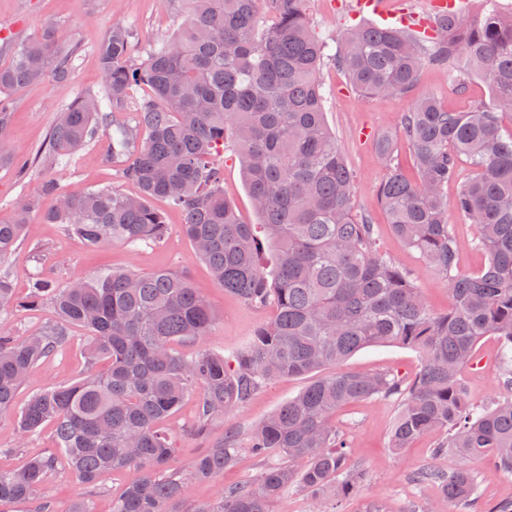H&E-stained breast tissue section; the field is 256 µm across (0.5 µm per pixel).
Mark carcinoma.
Wrapping results in <instances>:
<instances>
[{
  "mask_svg": "<svg viewBox=\"0 0 512 512\" xmlns=\"http://www.w3.org/2000/svg\"><path fill=\"white\" fill-rule=\"evenodd\" d=\"M187 16L170 37L135 55V31L112 25L99 48L102 90L84 91L62 111L46 142L31 155L0 151V166L26 175L33 165L51 171L103 135L104 161L138 185L127 195L112 186L63 193L53 175L40 195H23L9 219H0V257L21 240L30 214L63 224L90 246L123 244L136 251L168 232L150 200L179 209L183 233L218 284L254 306L272 304L275 318L229 355L200 350L184 356L174 344L198 342L215 320L209 302L187 277L166 270L113 271L78 278L64 288L33 280L28 299L15 296L0 273V411L15 412L23 444L50 426L55 447L19 470L0 469V504L34 505L54 512L44 490L60 464L95 485L109 470L136 466L142 477L112 501V512H169L187 485L233 467V437L205 448L183 470L169 463L174 437L163 423L197 397L187 432L207 437L225 415L263 387L286 376L310 377L294 397L253 431L248 450L268 462L252 483L225 491L192 512H271L296 485L311 496L313 512L351 492L365 473L348 467L352 441L331 423L346 404L395 397L400 412L390 447L399 451L425 434L441 432L452 453L447 476L423 470L416 481L439 488L448 508L477 509L474 463L488 460L512 475V14L481 0L476 13L454 11L426 39L398 26L372 23L343 28L337 49L312 29L305 0H188ZM270 24L257 23L258 4ZM0 141L11 125L15 88L69 79L75 46L55 28L0 43ZM448 70L459 90L473 78L490 92L467 112H450L434 98L412 103L401 136L414 148L418 172L409 180L394 163V144L378 138L386 174L378 197L395 234L418 251L445 281L453 307L432 313L414 278L378 251L374 225L354 208V172L325 122L320 70L345 74L363 95L408 92L419 66ZM147 88L139 98L133 89ZM232 145L243 167L259 223H244L224 197V177L212 156ZM467 159L476 175L460 180ZM458 183L454 197L446 187ZM53 204L40 210V199ZM475 225L487 264L464 277L449 213ZM275 267L260 263L265 250ZM50 302L59 321L37 336L14 338L8 314ZM87 333L88 367L76 380L15 405L26 374L64 353L67 326ZM495 336L506 393L475 405L461 375L479 341ZM381 344L416 349L419 373L407 382L392 373H324L357 351Z\"/></svg>",
  "mask_w": 512,
  "mask_h": 512,
  "instance_id": "carcinoma-1",
  "label": "carcinoma"
}]
</instances>
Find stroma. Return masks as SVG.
<instances>
[{
    "label": "stroma",
    "instance_id": "1",
    "mask_svg": "<svg viewBox=\"0 0 512 512\" xmlns=\"http://www.w3.org/2000/svg\"><path fill=\"white\" fill-rule=\"evenodd\" d=\"M358 0H306L305 8L316 33L336 40L342 29V5L356 7ZM184 0H175L172 11H162L157 0H0V28L22 23L26 35L37 33L48 23L54 24L57 37L65 44L79 47L74 59L72 79L67 83L51 80L22 87L12 92L16 112L12 126L0 146L28 153L45 141L60 110L77 92L100 90L102 85L98 47L107 31L117 21L133 25L140 55L170 34L178 14L185 12ZM322 80L327 92L325 120L335 134L336 142L356 175L354 204L376 227L377 246L413 272L429 309L437 314L448 311L452 299L444 281L427 265L420 254L406 248L393 233L378 199V188L385 166L376 138L388 136L395 141V155L408 178H415L411 146L400 137L401 121L413 99L430 95L456 112L467 111L477 101L488 99L483 84L471 82L468 89L458 90L447 71L422 65L409 94L399 98L369 97L353 89L344 75L332 67H324ZM107 141L97 138L74 155L67 170L59 172L62 191L79 192L92 185H113L128 194L137 193L136 185L124 181L118 168L103 160ZM224 170V194L234 202L241 218L258 223L248 194L239 158L233 149H225L213 158ZM45 169L36 167L25 181H18L10 167H0V218L9 217L19 193H37L46 177ZM153 205L164 212L169 224L165 238L156 244L134 251L120 244L99 247L86 245L68 233L61 224L43 223L32 215L24 236L14 253L0 258V272L7 274L17 297H26L35 275L52 279L57 286L68 285L77 277H94L112 270L133 269L141 273L168 270L185 274L193 288L209 300L216 318L203 347L221 353L244 343L261 325L270 321L273 307L256 308L227 293L214 280L208 265L199 260L188 238L181 230L182 217L166 201ZM70 343L62 356L33 367L18 398L29 396L54 385L78 378L86 369L83 344L86 332L73 326ZM499 343L495 337H484L478 344L473 366L462 374L476 405L490 403L503 380L498 360ZM421 360L412 348L387 344L368 347L354 354L346 369L377 372L388 371L405 379L418 373ZM303 377H286L265 386L245 406L238 408L217 424L209 441L222 443L226 433H234L242 448L236 467L218 473L209 482L188 485L184 492L186 506L218 499L221 493L241 482L253 479L259 462L245 446L252 429L265 417L295 396L306 385ZM399 412L392 399H372L350 404L333 417L339 430L352 435L354 446L349 453L352 465L366 471L365 482L352 490L341 502L340 512H414L425 506L428 512H448V504L438 488L417 483L415 474L423 468L450 472L455 464L450 453L435 454L436 436L415 440L409 448L393 451L389 446L392 427ZM15 416L0 412V468H22L28 457L51 448V431H43L25 446H17L14 438ZM478 474L481 512L500 502L512 500V477L502 474L489 462L474 465ZM140 477L138 469L104 473L95 486H87L69 470L60 471L49 484L55 512H68L72 501L91 498L95 512H111L112 501L130 483Z\"/></svg>",
    "mask_w": 512,
    "mask_h": 512
}]
</instances>
